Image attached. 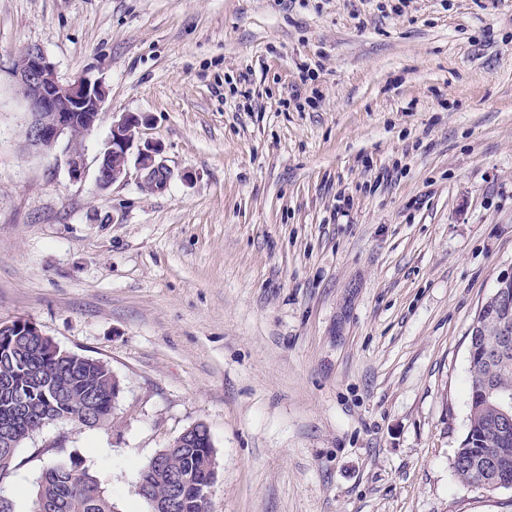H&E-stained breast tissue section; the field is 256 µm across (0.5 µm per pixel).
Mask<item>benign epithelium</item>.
I'll return each mask as SVG.
<instances>
[{"instance_id":"obj_1","label":"benign epithelium","mask_w":512,"mask_h":512,"mask_svg":"<svg viewBox=\"0 0 512 512\" xmlns=\"http://www.w3.org/2000/svg\"><path fill=\"white\" fill-rule=\"evenodd\" d=\"M14 77L30 114L23 132L25 146L44 155L53 154L59 146H64V160L70 178L83 179L85 155L77 142L88 135L100 120L106 98L104 85L87 77L66 83L60 81L54 65L37 45L28 47L17 61ZM144 121L145 117L134 113H124L113 120L108 140L98 157L95 177L98 189L107 190L124 181L131 163L135 164L144 185L156 191L167 187L171 172L160 159L159 150L148 145L134 147L137 129ZM13 331L41 336L31 321L0 324V332L4 335L9 336ZM199 435H210L208 426L203 422L186 428L172 446L190 448Z\"/></svg>"}]
</instances>
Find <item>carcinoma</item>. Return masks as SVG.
<instances>
[{
	"label": "carcinoma",
	"mask_w": 512,
	"mask_h": 512,
	"mask_svg": "<svg viewBox=\"0 0 512 512\" xmlns=\"http://www.w3.org/2000/svg\"><path fill=\"white\" fill-rule=\"evenodd\" d=\"M496 317L477 315L469 346V416L453 467L458 480L489 490L512 486V425L496 409L494 389L512 399V351L495 354ZM112 369L99 359L79 361L48 357L39 338L0 337V430L11 433L15 447L0 449V478L14 468L16 447L56 416L84 427L112 418ZM164 467L147 463L135 494L170 504V512H208L200 487L211 478L216 451L200 438L192 448L161 450ZM33 512H117L98 480L73 459L46 467L37 484Z\"/></svg>",
	"instance_id": "carcinoma-1"
}]
</instances>
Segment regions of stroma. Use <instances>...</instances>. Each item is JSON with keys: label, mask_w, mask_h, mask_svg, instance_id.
<instances>
[{"label": "stroma", "mask_w": 512, "mask_h": 512, "mask_svg": "<svg viewBox=\"0 0 512 512\" xmlns=\"http://www.w3.org/2000/svg\"><path fill=\"white\" fill-rule=\"evenodd\" d=\"M378 4L0 0V321L121 383L111 423L18 448L15 512L69 458L150 512L140 468L199 421L210 512H512L453 470L470 329L512 268V0ZM31 45L105 86L83 180L21 146ZM128 112L164 190L95 186Z\"/></svg>", "instance_id": "1"}]
</instances>
